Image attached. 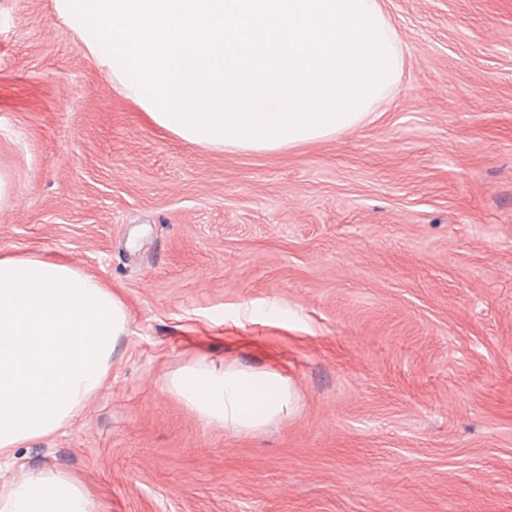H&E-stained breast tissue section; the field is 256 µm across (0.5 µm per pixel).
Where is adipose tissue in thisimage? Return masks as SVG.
<instances>
[{
    "mask_svg": "<svg viewBox=\"0 0 512 512\" xmlns=\"http://www.w3.org/2000/svg\"><path fill=\"white\" fill-rule=\"evenodd\" d=\"M119 295L75 266L0 256V452L58 431L95 395L128 330ZM167 389L208 424L257 433L287 415L294 390L270 370L185 365ZM0 512H100L76 480L17 472Z\"/></svg>",
    "mask_w": 512,
    "mask_h": 512,
    "instance_id": "ef3b65f1",
    "label": "adipose tissue"
}]
</instances>
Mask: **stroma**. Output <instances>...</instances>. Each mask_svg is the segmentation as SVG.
<instances>
[{"label":"stroma","mask_w":512,"mask_h":512,"mask_svg":"<svg viewBox=\"0 0 512 512\" xmlns=\"http://www.w3.org/2000/svg\"><path fill=\"white\" fill-rule=\"evenodd\" d=\"M383 2L406 55L378 112L255 153L156 126L55 0H0V254L129 311L76 418L0 453V494L23 466L102 512H512V0ZM194 362L276 371L293 408L205 424L165 386Z\"/></svg>","instance_id":"obj_1"}]
</instances>
